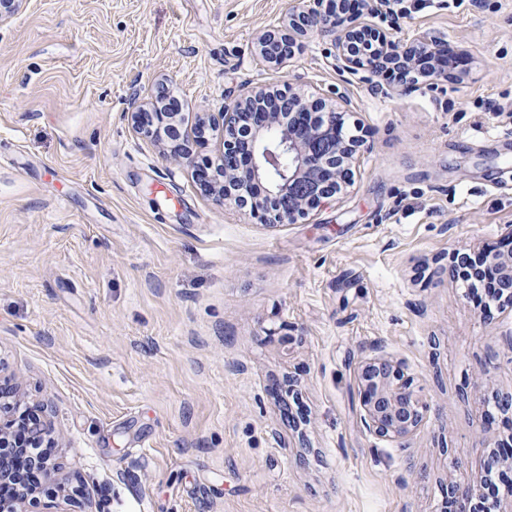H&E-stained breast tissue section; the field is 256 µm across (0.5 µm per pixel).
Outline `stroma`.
<instances>
[{
	"label": "stroma",
	"instance_id": "1",
	"mask_svg": "<svg viewBox=\"0 0 512 512\" xmlns=\"http://www.w3.org/2000/svg\"><path fill=\"white\" fill-rule=\"evenodd\" d=\"M291 5L21 0L0 22V384L52 406L67 512H439L487 462L512 310L448 254L512 228V0H411L383 29L446 38L451 76L394 92L315 34L266 70L252 37ZM252 79L347 95L364 138L302 223L214 204L131 126L157 83L188 131ZM377 349L430 404L403 447L360 420Z\"/></svg>",
	"mask_w": 512,
	"mask_h": 512
}]
</instances>
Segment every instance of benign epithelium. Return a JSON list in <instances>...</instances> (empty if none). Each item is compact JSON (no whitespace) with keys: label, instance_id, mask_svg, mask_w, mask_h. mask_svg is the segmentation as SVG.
<instances>
[{"label":"benign epithelium","instance_id":"obj_1","mask_svg":"<svg viewBox=\"0 0 512 512\" xmlns=\"http://www.w3.org/2000/svg\"><path fill=\"white\" fill-rule=\"evenodd\" d=\"M395 0H365L357 18L344 9V0H296L283 25L258 33L252 49L275 69L291 65L300 37L310 32L333 37L334 66L340 71L364 69L370 81L383 61H393L415 79L423 61L432 63L431 79L449 78L444 60L446 41L429 31H419L402 43L393 41L377 21L392 14ZM271 85L258 83L245 95L224 102L220 112L200 117L193 134L179 128L180 113L166 106L170 92L160 86L150 102L131 112L135 131L164 144L176 162L194 169L205 195L225 205L249 207L251 215L276 226L298 224L351 184L353 164L363 141L346 126L345 112L316 97L292 88L282 92L277 112L265 101ZM215 136L222 142L217 160L197 165L199 144ZM475 266L496 278L499 303L512 308V249L473 252ZM358 387L362 421L374 435L400 445L423 424L429 404L413 387V379L401 365L376 353L361 360ZM41 414L48 407L25 399L18 389L0 395V446L18 428L30 432L32 449L51 429L29 423L28 413ZM502 478L512 477V444L491 450ZM487 470H479L466 482H451L446 491L445 512H480L485 496ZM33 493L21 487L12 499H0V512H31Z\"/></svg>","mask_w":512,"mask_h":512}]
</instances>
